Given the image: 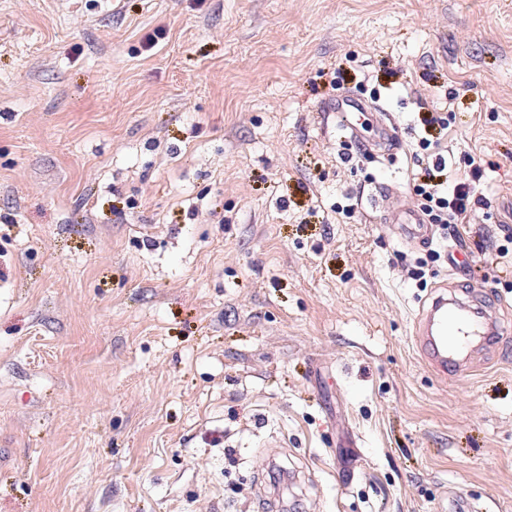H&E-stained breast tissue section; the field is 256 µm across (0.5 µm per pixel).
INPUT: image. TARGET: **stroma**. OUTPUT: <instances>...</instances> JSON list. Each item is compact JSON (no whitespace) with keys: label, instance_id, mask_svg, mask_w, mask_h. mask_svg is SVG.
Listing matches in <instances>:
<instances>
[{"label":"stroma","instance_id":"1","mask_svg":"<svg viewBox=\"0 0 512 512\" xmlns=\"http://www.w3.org/2000/svg\"><path fill=\"white\" fill-rule=\"evenodd\" d=\"M423 108L485 172L420 288L371 199ZM504 224L512 0H0V512H512ZM443 291L500 328L450 379L415 347ZM324 112H336V121L349 127L358 138V127L354 116L364 112H388L382 106L353 97H345L336 103L323 106ZM400 145L399 127L390 116L389 122L379 118L377 137L370 142L363 143V146L367 147L369 152H373L372 147L382 146L386 155L395 154L400 149Z\"/></svg>","mask_w":512,"mask_h":512}]
</instances>
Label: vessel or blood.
Here are the masks:
<instances>
[{"label": "vessel or blood", "instance_id": "obj_1", "mask_svg": "<svg viewBox=\"0 0 512 512\" xmlns=\"http://www.w3.org/2000/svg\"><path fill=\"white\" fill-rule=\"evenodd\" d=\"M329 109L335 112L339 124L351 128L355 125L356 114L377 111L378 106L346 97L330 104ZM371 145L383 147L386 154H395L401 145L396 122H380ZM374 208L380 212L383 222L392 225L402 240L416 244L430 240L431 229L424 223L420 211L407 203L391 186H378ZM469 310L465 302L444 293L434 296L424 310L418 341L425 360L435 372L442 375L458 374L462 366L460 354L470 338L485 333V323L471 317Z\"/></svg>", "mask_w": 512, "mask_h": 512}]
</instances>
